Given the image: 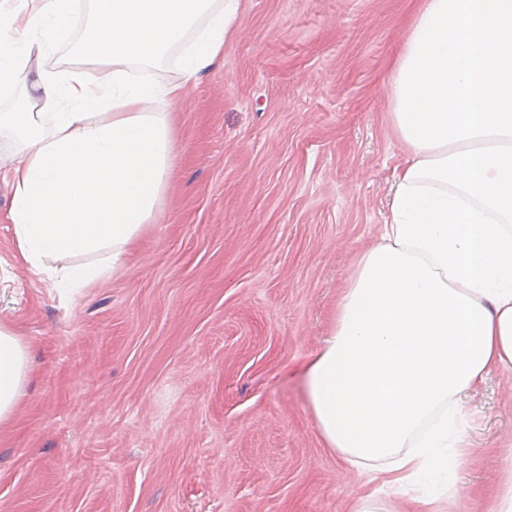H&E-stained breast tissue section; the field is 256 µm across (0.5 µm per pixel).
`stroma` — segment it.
Returning a JSON list of instances; mask_svg holds the SVG:
<instances>
[{
  "mask_svg": "<svg viewBox=\"0 0 512 512\" xmlns=\"http://www.w3.org/2000/svg\"><path fill=\"white\" fill-rule=\"evenodd\" d=\"M421 0H240L220 62L164 104L175 160L124 265L69 306L16 256L0 182V324L34 377L0 426V512H353L301 366L383 223L402 146L391 77ZM451 512L512 480V378Z\"/></svg>",
  "mask_w": 512,
  "mask_h": 512,
  "instance_id": "35a3bbf8",
  "label": "stroma"
}]
</instances>
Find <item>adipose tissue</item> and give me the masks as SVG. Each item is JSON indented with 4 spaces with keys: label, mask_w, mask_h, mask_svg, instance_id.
Returning a JSON list of instances; mask_svg holds the SVG:
<instances>
[{
    "label": "adipose tissue",
    "mask_w": 512,
    "mask_h": 512,
    "mask_svg": "<svg viewBox=\"0 0 512 512\" xmlns=\"http://www.w3.org/2000/svg\"><path fill=\"white\" fill-rule=\"evenodd\" d=\"M88 65H46L75 0L0 6V155L19 258L67 288L120 266L152 223L174 141L157 103L213 67L240 0H93ZM179 51L178 81L133 77ZM406 158L389 216L358 255L324 345L302 367L324 448L365 476L355 512H444V500L379 497L462 469L467 406L512 375V0H424L393 79ZM97 255L91 264L72 256ZM31 379L29 345L0 326V425Z\"/></svg>",
    "instance_id": "adipose-tissue-1"
}]
</instances>
